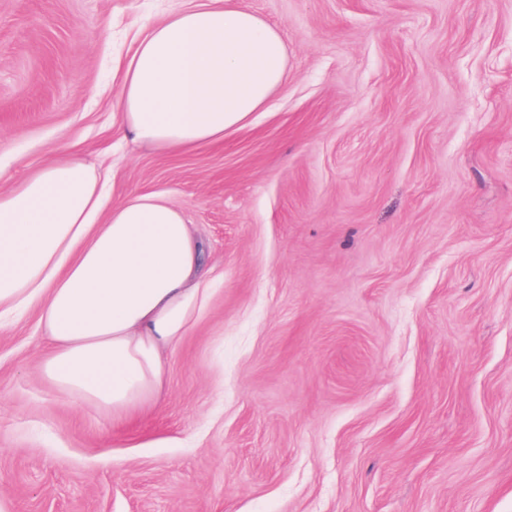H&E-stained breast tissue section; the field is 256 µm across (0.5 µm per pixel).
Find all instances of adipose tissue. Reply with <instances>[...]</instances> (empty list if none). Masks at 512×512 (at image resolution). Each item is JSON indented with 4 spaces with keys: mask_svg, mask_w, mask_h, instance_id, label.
Here are the masks:
<instances>
[{
    "mask_svg": "<svg viewBox=\"0 0 512 512\" xmlns=\"http://www.w3.org/2000/svg\"><path fill=\"white\" fill-rule=\"evenodd\" d=\"M287 77L276 28L239 0H197L140 41L112 117L124 140L162 154L217 146L253 125ZM209 291L192 227L163 195L106 206L101 175L74 159L0 192V322L37 310L46 378L113 422L156 407L162 352Z\"/></svg>",
    "mask_w": 512,
    "mask_h": 512,
    "instance_id": "obj_1",
    "label": "adipose tissue"
}]
</instances>
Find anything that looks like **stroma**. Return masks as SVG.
I'll return each mask as SVG.
<instances>
[{
  "mask_svg": "<svg viewBox=\"0 0 512 512\" xmlns=\"http://www.w3.org/2000/svg\"><path fill=\"white\" fill-rule=\"evenodd\" d=\"M288 80L253 126L121 144L117 75L192 0H0V191L70 156L159 193L216 285L113 425L0 323L8 512H512V0H240Z\"/></svg>",
  "mask_w": 512,
  "mask_h": 512,
  "instance_id": "stroma-1",
  "label": "stroma"
}]
</instances>
